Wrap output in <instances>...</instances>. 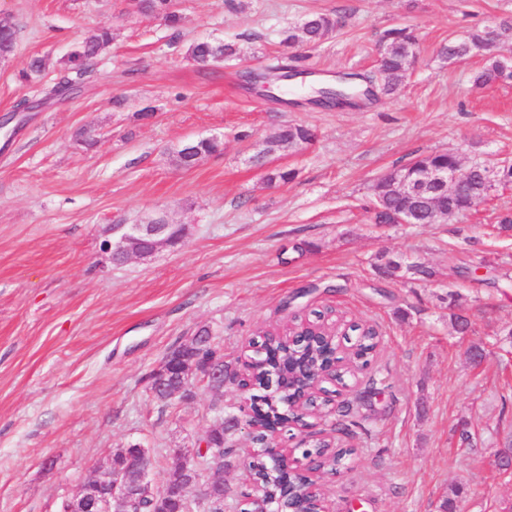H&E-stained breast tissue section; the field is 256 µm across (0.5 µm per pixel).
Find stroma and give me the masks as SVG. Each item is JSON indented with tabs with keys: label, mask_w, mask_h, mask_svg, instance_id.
<instances>
[{
	"label": "stroma",
	"mask_w": 512,
	"mask_h": 512,
	"mask_svg": "<svg viewBox=\"0 0 512 512\" xmlns=\"http://www.w3.org/2000/svg\"><path fill=\"white\" fill-rule=\"evenodd\" d=\"M176 10L173 29L131 0H0L17 28L0 61V512H62L96 467L135 443L162 486L176 450L202 440L217 414L239 416L241 399L233 382L154 398L164 357L206 327L238 371L250 338L325 309L373 326L380 344L322 412L274 443L314 442L348 408L336 444L351 454L318 479L332 512H436L446 498L456 512H504L512 472L497 471L494 453L512 435V236L497 235L485 209L445 224H377L368 206L381 175L421 154L512 159V80L477 86L482 57L439 53L512 17V0H177ZM315 12L342 18L321 43L290 50L318 80L372 75L381 34L415 28L400 91L324 109L305 89L242 80L288 51V28ZM103 23L109 49L85 72L69 69L64 57ZM201 39L236 54L197 64L187 50ZM36 56L45 73L23 79ZM25 99L43 105L17 111ZM287 121L317 138L270 158L268 168L298 172L271 186L249 158ZM211 135L223 136L222 153L175 163L184 143ZM161 215L188 225L179 249L123 265L101 250L108 225ZM301 240L315 250L293 252ZM382 255L436 275L381 277ZM476 341L488 351L477 370L467 355ZM464 425L478 447H460ZM252 448L238 429L223 464H197L202 481H223L224 512H240L253 490Z\"/></svg>",
	"instance_id": "obj_1"
}]
</instances>
